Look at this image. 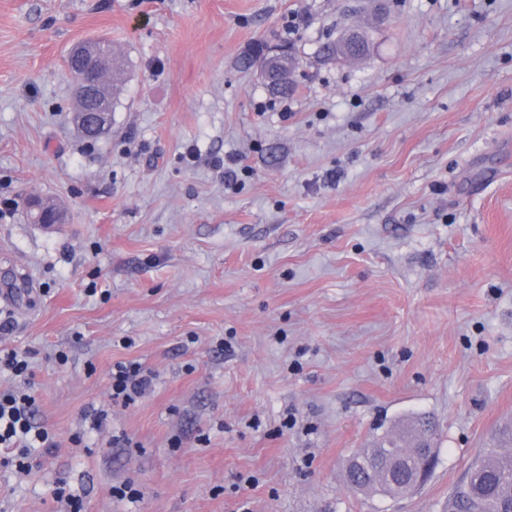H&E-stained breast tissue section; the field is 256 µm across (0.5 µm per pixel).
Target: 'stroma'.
Segmentation results:
<instances>
[{
  "instance_id": "35a3bbf8",
  "label": "stroma",
  "mask_w": 512,
  "mask_h": 512,
  "mask_svg": "<svg viewBox=\"0 0 512 512\" xmlns=\"http://www.w3.org/2000/svg\"><path fill=\"white\" fill-rule=\"evenodd\" d=\"M351 29L370 54L322 60ZM100 35L127 75L91 141L67 57ZM283 42L284 98L238 66ZM7 199L0 349L33 351L58 445L0 468V512H53L60 481L84 512H447L512 422V0H0ZM128 361L156 380L124 407ZM417 415L426 482L352 491L356 449ZM155 379L154 372L140 363H116L110 376L112 401L124 405L134 403L152 388Z\"/></svg>"
}]
</instances>
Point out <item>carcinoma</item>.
<instances>
[{
  "instance_id": "1",
  "label": "carcinoma",
  "mask_w": 512,
  "mask_h": 512,
  "mask_svg": "<svg viewBox=\"0 0 512 512\" xmlns=\"http://www.w3.org/2000/svg\"><path fill=\"white\" fill-rule=\"evenodd\" d=\"M90 53L95 67L111 72V84L122 83L125 75L124 61L112 51L109 41L83 44ZM293 73L280 80L273 75L267 89L274 95H286L293 88ZM437 425L429 417L412 418L396 432H386L376 437L369 448H362L349 462L346 469L347 484L356 492L390 498L402 495V489L387 483L382 472L390 467L401 471L399 482L409 483V478L424 469L436 457ZM512 428L496 439V447L486 449L474 462L468 473L448 495V512H509L512 509Z\"/></svg>"
}]
</instances>
